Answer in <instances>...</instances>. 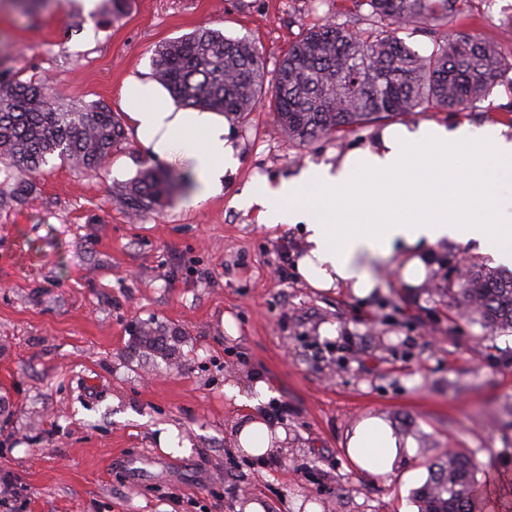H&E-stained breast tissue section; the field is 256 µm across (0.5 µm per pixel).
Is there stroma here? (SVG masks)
Returning a JSON list of instances; mask_svg holds the SVG:
<instances>
[{
  "label": "stroma",
  "instance_id": "1",
  "mask_svg": "<svg viewBox=\"0 0 512 512\" xmlns=\"http://www.w3.org/2000/svg\"><path fill=\"white\" fill-rule=\"evenodd\" d=\"M465 11L463 25L499 45L504 81L467 111L400 124L482 127L512 110V0H468ZM329 16L366 25L348 0H128L117 17L82 0L33 13L0 0V51L21 78L49 77L68 101L119 113L126 80H152L165 41L199 28L247 36L271 72L302 28ZM232 125L241 165L200 208L180 206L197 188L188 162L157 159L184 175V193L129 219L113 187L148 160L130 131L97 171L51 157L31 196L0 207V468L21 485L16 512H236L246 500L266 512H418L427 463L451 448L476 456L482 512H512V333L450 320L432 288L459 259L492 255L473 242L425 248L427 278L412 287L398 253L372 266L365 297L279 278L278 247L301 255L300 228L260 224L235 196L255 175L336 162L380 127L295 147L266 107ZM227 314L237 335L221 327ZM143 323L166 351L144 346ZM326 324L335 335L321 334ZM232 373L260 375L287 404L288 444L275 455L234 453L249 411L224 397ZM369 416L416 446L385 476L358 472L345 452ZM172 429L185 454L161 449Z\"/></svg>",
  "mask_w": 512,
  "mask_h": 512
}]
</instances>
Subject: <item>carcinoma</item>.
Masks as SVG:
<instances>
[{"instance_id":"obj_1","label":"carcinoma","mask_w":512,"mask_h":512,"mask_svg":"<svg viewBox=\"0 0 512 512\" xmlns=\"http://www.w3.org/2000/svg\"><path fill=\"white\" fill-rule=\"evenodd\" d=\"M371 8L370 27L352 30L332 20L293 40L277 69L267 74L256 42L210 29L168 41L155 50L153 76L182 106L245 118L262 103L289 143L334 140L372 123L411 112H464L483 100L506 72L499 47L448 24L460 0H351ZM437 33L427 55L413 51L400 30ZM124 139L118 113L101 103L55 105L47 81L0 72V161H8L4 198L34 190L32 176L56 155L96 170ZM184 177L145 165L117 187L136 220L159 212ZM452 309L492 332H512V273L477 262L448 269ZM415 492L420 512H475L478 466L451 451L431 461Z\"/></svg>"}]
</instances>
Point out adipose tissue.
Here are the masks:
<instances>
[{
	"label": "adipose tissue",
	"mask_w": 512,
	"mask_h": 512,
	"mask_svg": "<svg viewBox=\"0 0 512 512\" xmlns=\"http://www.w3.org/2000/svg\"><path fill=\"white\" fill-rule=\"evenodd\" d=\"M123 108L150 155L190 163L197 189L184 208L223 195L225 176L240 165L223 114L176 108L157 97L152 82L135 78L125 83ZM241 198L257 207L260 223L302 226L308 249L296 270L314 288L368 295L376 286L371 261L448 242L479 241L512 268V133L502 127H387L375 146L352 149L337 163L275 183L255 177ZM224 395L251 411L235 431L237 453L262 458L274 440H287V430L261 411L272 396L265 380L228 377ZM413 448L383 419L369 417L354 429L346 453L357 470L382 476Z\"/></svg>",
	"instance_id": "adipose-tissue-1"
}]
</instances>
